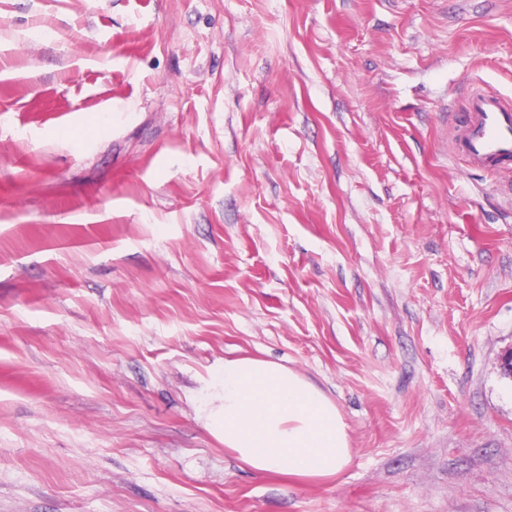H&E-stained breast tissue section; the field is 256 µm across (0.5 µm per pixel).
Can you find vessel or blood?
Masks as SVG:
<instances>
[{"instance_id":"b4317fda","label":"vessel or blood","mask_w":512,"mask_h":512,"mask_svg":"<svg viewBox=\"0 0 512 512\" xmlns=\"http://www.w3.org/2000/svg\"><path fill=\"white\" fill-rule=\"evenodd\" d=\"M467 104V121L454 137L463 158L484 169L512 160V100L477 90Z\"/></svg>"}]
</instances>
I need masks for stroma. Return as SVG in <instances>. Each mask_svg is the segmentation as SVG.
<instances>
[{
  "mask_svg": "<svg viewBox=\"0 0 512 512\" xmlns=\"http://www.w3.org/2000/svg\"><path fill=\"white\" fill-rule=\"evenodd\" d=\"M512 0H0V512H512ZM352 460L255 476L225 359ZM467 104V121L454 137L458 152L484 169L512 160V101L476 90L467 96ZM210 429L257 476H336L350 461L336 404L300 374L258 357L225 359Z\"/></svg>",
  "mask_w": 512,
  "mask_h": 512,
  "instance_id": "1",
  "label": "stroma"
}]
</instances>
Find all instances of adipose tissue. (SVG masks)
Here are the masks:
<instances>
[{
  "instance_id": "1",
  "label": "adipose tissue",
  "mask_w": 512,
  "mask_h": 512,
  "mask_svg": "<svg viewBox=\"0 0 512 512\" xmlns=\"http://www.w3.org/2000/svg\"><path fill=\"white\" fill-rule=\"evenodd\" d=\"M210 429L257 476H336L350 461L335 403L300 374L258 357L225 360Z\"/></svg>"
}]
</instances>
